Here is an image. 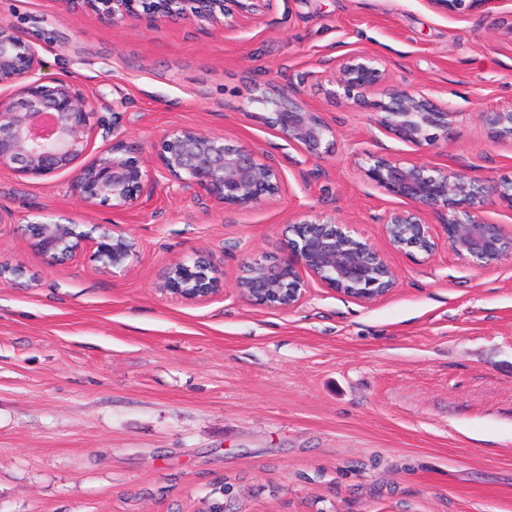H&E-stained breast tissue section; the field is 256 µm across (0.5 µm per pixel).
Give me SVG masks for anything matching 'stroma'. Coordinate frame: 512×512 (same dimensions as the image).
I'll use <instances>...</instances> for the list:
<instances>
[{"mask_svg":"<svg viewBox=\"0 0 512 512\" xmlns=\"http://www.w3.org/2000/svg\"><path fill=\"white\" fill-rule=\"evenodd\" d=\"M1 22L45 77L96 100L92 126L119 120L146 160L191 125L264 153L285 190L238 211L162 178L117 210L82 205L69 173L0 170V264L26 269L0 285V512H512V259L394 250L382 223L404 202L362 172L370 153L512 181V139L478 118L512 107V0L457 15L430 0H275L229 30L108 27L57 0H0ZM357 51L386 83L334 96L328 60ZM298 79L336 131L319 159L252 101ZM409 87L455 112L447 139L415 146L376 126V103ZM298 215L369 241L393 290L364 304L311 280L290 310L241 298V264L282 254ZM39 220L119 225L137 256L117 275L86 254L51 261L27 231ZM199 254L223 293L163 291L167 267Z\"/></svg>","mask_w":512,"mask_h":512,"instance_id":"1","label":"stroma"}]
</instances>
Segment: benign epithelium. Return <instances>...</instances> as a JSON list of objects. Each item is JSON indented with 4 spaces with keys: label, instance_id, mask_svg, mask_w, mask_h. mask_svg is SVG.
I'll list each match as a JSON object with an SVG mask.
<instances>
[{
    "label": "benign epithelium",
    "instance_id": "7a95c632",
    "mask_svg": "<svg viewBox=\"0 0 512 512\" xmlns=\"http://www.w3.org/2000/svg\"><path fill=\"white\" fill-rule=\"evenodd\" d=\"M491 0H430L445 13L460 14ZM68 11L93 13L105 26L136 19L151 27L164 19L179 22L192 15L213 25L239 14L257 16L273 0H62ZM38 50L17 30L0 24V87L10 89L0 98V169L20 178L45 179L64 171L87 206L110 205L129 209L139 204L144 190L161 174L171 184L213 199L227 208L251 209L280 196V171L263 154L245 143L230 144L224 135L181 126L166 131L154 144L156 168L139 148L127 143L119 121L102 126L112 145L90 161L87 155L97 136L90 118L93 98L79 85L64 79L46 81ZM330 82L343 97L355 99L382 84L386 66L376 57L357 53L332 61ZM267 88L254 98L270 112L272 126L313 158L326 152L335 129L300 98V83ZM379 127L398 139L421 146L448 138L453 113L420 90H398L387 103L376 106ZM496 139L512 138V108L478 113ZM365 176L408 207L391 212L383 231L397 251L416 250L430 257L437 248L427 212L448 211L443 235L458 257L480 267L512 258V235L484 218L493 196L512 206V188L493 190L459 171L417 161H395L370 155ZM36 250L57 261L90 254L99 269L127 271L136 257V243L117 225L99 227L94 237L68 221L32 224ZM294 238L277 257L257 254L244 262L235 280L239 295L268 308L290 310L303 299L307 272L324 287L360 303L387 296L396 285L392 267L368 241L354 237L336 221L305 217L292 224ZM163 288L186 301H206L223 291L224 277L201 258L175 262L166 272Z\"/></svg>",
    "mask_w": 512,
    "mask_h": 512
}]
</instances>
